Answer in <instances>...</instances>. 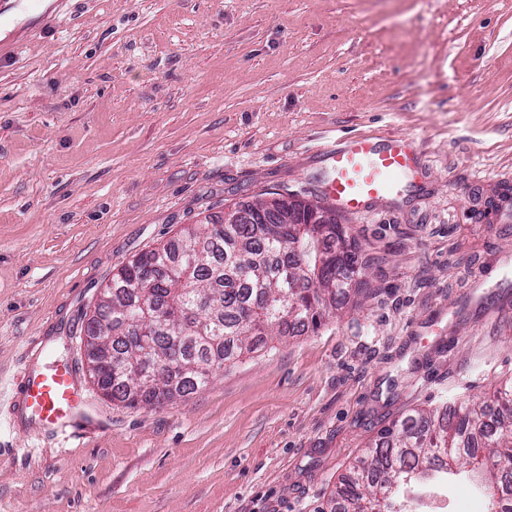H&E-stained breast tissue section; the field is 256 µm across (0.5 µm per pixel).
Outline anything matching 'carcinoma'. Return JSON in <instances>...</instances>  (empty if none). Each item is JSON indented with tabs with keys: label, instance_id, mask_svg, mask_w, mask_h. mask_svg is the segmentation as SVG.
I'll list each match as a JSON object with an SVG mask.
<instances>
[{
	"label": "carcinoma",
	"instance_id": "obj_1",
	"mask_svg": "<svg viewBox=\"0 0 512 512\" xmlns=\"http://www.w3.org/2000/svg\"><path fill=\"white\" fill-rule=\"evenodd\" d=\"M362 266L346 224H201L173 245L145 250L112 276L82 332L116 336L93 384L129 408L162 406L208 383L252 351L256 337L318 330ZM496 408L464 399L417 409L383 429L338 492L333 512H406L423 488L465 474L490 512H512V383Z\"/></svg>",
	"mask_w": 512,
	"mask_h": 512
}]
</instances>
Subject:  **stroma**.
<instances>
[{"label": "stroma", "mask_w": 512, "mask_h": 512, "mask_svg": "<svg viewBox=\"0 0 512 512\" xmlns=\"http://www.w3.org/2000/svg\"><path fill=\"white\" fill-rule=\"evenodd\" d=\"M0 375L79 336L122 264L269 193L324 146L413 136L398 195L344 212L365 272L318 332L67 447L0 395V512H330L379 432L512 382V0H5Z\"/></svg>", "instance_id": "stroma-1"}]
</instances>
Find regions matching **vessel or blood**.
I'll return each mask as SVG.
<instances>
[{
  "label": "vessel or blood",
  "mask_w": 512,
  "mask_h": 512,
  "mask_svg": "<svg viewBox=\"0 0 512 512\" xmlns=\"http://www.w3.org/2000/svg\"><path fill=\"white\" fill-rule=\"evenodd\" d=\"M411 140L391 136L377 140L356 136L325 146L323 156L331 178L322 192L348 212H359L371 200L399 193L412 166ZM17 414L29 422L54 430L65 439L80 429L99 428L83 401L75 369L67 364H33L14 388Z\"/></svg>",
  "instance_id": "b4317fda"
}]
</instances>
